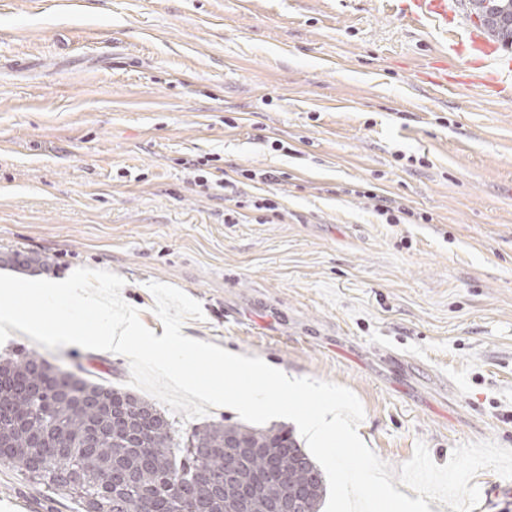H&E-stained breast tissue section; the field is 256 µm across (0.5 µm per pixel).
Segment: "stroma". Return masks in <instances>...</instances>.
<instances>
[{
    "label": "stroma",
    "instance_id": "obj_1",
    "mask_svg": "<svg viewBox=\"0 0 512 512\" xmlns=\"http://www.w3.org/2000/svg\"><path fill=\"white\" fill-rule=\"evenodd\" d=\"M437 46L387 0H0V273L114 272L158 336L147 284L181 289L184 335L352 390L392 470L420 441L512 448V99L426 83ZM204 158L278 180L228 201ZM40 351L127 387L122 355ZM78 509L0 464V512ZM204 161H196L190 164L193 166V182L196 186L202 187L204 190H210L214 188H220L224 191V196L226 200V192L230 194H236L235 189H237V185L235 183L236 180L229 177L224 171L223 175L225 178L213 180L212 176H214L211 172L206 171L203 167L208 166ZM226 176L228 178H226ZM359 195L367 197L375 202L374 210L377 215L384 217L387 224H414L415 222L404 221H430L427 215L415 213L410 208L404 207L395 199L378 194L375 190L359 191Z\"/></svg>",
    "mask_w": 512,
    "mask_h": 512
}]
</instances>
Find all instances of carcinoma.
<instances>
[{
    "label": "carcinoma",
    "instance_id": "obj_1",
    "mask_svg": "<svg viewBox=\"0 0 512 512\" xmlns=\"http://www.w3.org/2000/svg\"><path fill=\"white\" fill-rule=\"evenodd\" d=\"M498 42L512 45V0H469ZM0 462L83 512H182L193 471L213 484L197 512H274L282 499L319 512L322 470L283 428L213 421L183 437L151 401L91 383L24 351L0 361ZM46 459L51 468L39 469Z\"/></svg>",
    "mask_w": 512,
    "mask_h": 512
}]
</instances>
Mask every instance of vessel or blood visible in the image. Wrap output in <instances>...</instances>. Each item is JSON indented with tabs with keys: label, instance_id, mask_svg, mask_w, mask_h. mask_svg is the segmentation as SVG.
I'll use <instances>...</instances> for the list:
<instances>
[{
	"label": "vessel or blood",
	"instance_id": "1",
	"mask_svg": "<svg viewBox=\"0 0 512 512\" xmlns=\"http://www.w3.org/2000/svg\"><path fill=\"white\" fill-rule=\"evenodd\" d=\"M398 8L410 25L432 29L442 52L428 76L432 86H447L449 79L477 84L493 96L512 98V57L477 26L462 25L454 0H400Z\"/></svg>",
	"mask_w": 512,
	"mask_h": 512
}]
</instances>
